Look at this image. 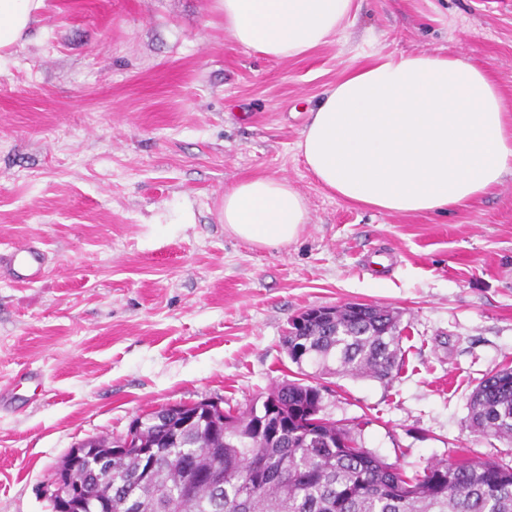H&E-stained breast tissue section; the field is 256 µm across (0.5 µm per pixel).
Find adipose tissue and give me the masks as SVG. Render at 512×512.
I'll list each match as a JSON object with an SVG mask.
<instances>
[{
    "label": "adipose tissue",
    "mask_w": 512,
    "mask_h": 512,
    "mask_svg": "<svg viewBox=\"0 0 512 512\" xmlns=\"http://www.w3.org/2000/svg\"><path fill=\"white\" fill-rule=\"evenodd\" d=\"M42 0H0V52L30 30ZM238 47L281 60L345 32L357 0H215ZM316 181L385 213L452 209L512 172V113L489 70L465 56H368L327 88L296 144ZM226 231L262 247L296 240L305 197L282 177L247 178L224 193Z\"/></svg>",
    "instance_id": "ef3b65f1"
}]
</instances>
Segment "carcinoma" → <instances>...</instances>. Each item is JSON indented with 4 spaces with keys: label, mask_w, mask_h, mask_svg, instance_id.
Here are the masks:
<instances>
[{
    "label": "carcinoma",
    "mask_w": 512,
    "mask_h": 512,
    "mask_svg": "<svg viewBox=\"0 0 512 512\" xmlns=\"http://www.w3.org/2000/svg\"><path fill=\"white\" fill-rule=\"evenodd\" d=\"M284 347L317 375L351 374L381 382L399 371L400 314L374 304L336 306L332 320L299 315ZM308 380L276 385L261 404L224 411V420L193 425L178 440L151 427L143 455L112 456V512H512V466L490 459L439 461L407 474L358 441L354 428L310 411L321 404ZM472 432L512 441V367L485 377L468 401ZM223 473L214 488L185 495L181 459Z\"/></svg>",
    "instance_id": "carcinoma-1"
}]
</instances>
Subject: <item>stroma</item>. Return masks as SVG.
I'll return each instance as SVG.
<instances>
[{"instance_id": "stroma-1", "label": "stroma", "mask_w": 512, "mask_h": 512, "mask_svg": "<svg viewBox=\"0 0 512 512\" xmlns=\"http://www.w3.org/2000/svg\"><path fill=\"white\" fill-rule=\"evenodd\" d=\"M462 55L512 111V0H361L342 40L274 61L235 46L214 0H43L0 63V254L29 243L40 282L0 273V512H51L81 440L204 398L236 408L312 372L291 318L347 302L399 311L389 383L326 375L323 413L405 471L512 445L471 433L467 402L512 366V174L443 215L328 193L296 143L363 53ZM276 176L310 221L279 247L226 232L224 192Z\"/></svg>"}]
</instances>
